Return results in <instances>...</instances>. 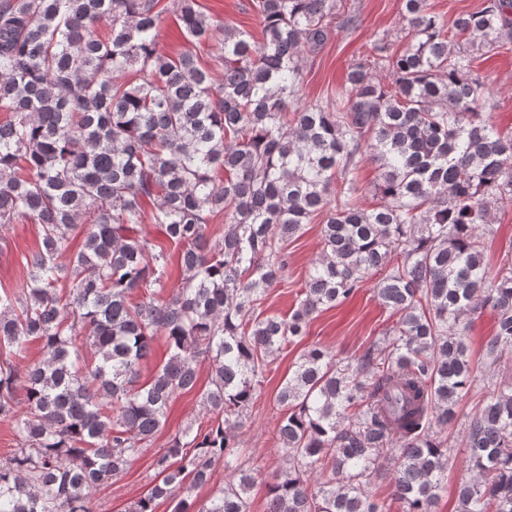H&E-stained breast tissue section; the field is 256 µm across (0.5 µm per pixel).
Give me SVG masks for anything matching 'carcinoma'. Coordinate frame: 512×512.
<instances>
[{
	"label": "carcinoma",
	"instance_id": "carcinoma-1",
	"mask_svg": "<svg viewBox=\"0 0 512 512\" xmlns=\"http://www.w3.org/2000/svg\"><path fill=\"white\" fill-rule=\"evenodd\" d=\"M159 2L0 0V224L42 230L19 294L0 295V416L16 441L0 460V512H93L173 398L196 389L202 362L210 424L171 438L126 512H156L160 499L174 512H248L256 472L235 429L267 357L377 273L396 326L358 356L309 348L277 393L284 465L266 512H386L370 491L383 471L403 512H432L450 454L433 427L455 426L480 381L467 316L494 315L486 366L512 353V259L491 270L484 238L492 206L512 200V134L473 74L477 54L512 41V0L450 24L429 0H403L399 46L374 40L309 105L305 69L336 0H252L259 42L230 25L217 40L196 0H175L188 41L212 47L211 68L160 52ZM366 162L377 202L364 207L353 196ZM319 214L322 250L296 308L263 315L287 242ZM147 218L180 248V284L161 303L152 288L170 255L140 235ZM158 338L167 359L145 378ZM35 341L43 357L21 364ZM465 445L474 475L457 512H512V386L483 401ZM219 464L224 485L197 501Z\"/></svg>",
	"mask_w": 512,
	"mask_h": 512
}]
</instances>
